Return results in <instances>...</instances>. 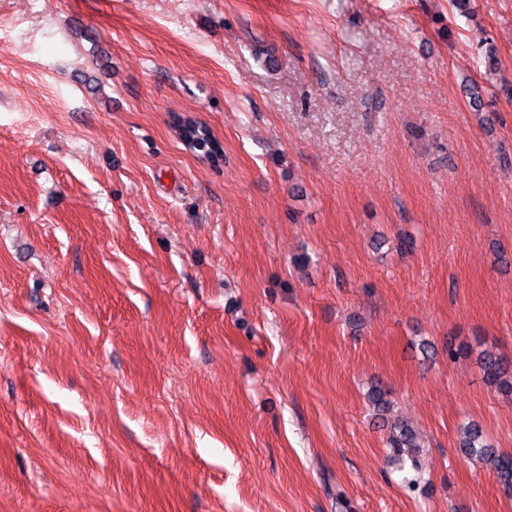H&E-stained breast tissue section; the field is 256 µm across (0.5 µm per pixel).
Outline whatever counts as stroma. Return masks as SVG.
Wrapping results in <instances>:
<instances>
[{
    "mask_svg": "<svg viewBox=\"0 0 512 512\" xmlns=\"http://www.w3.org/2000/svg\"><path fill=\"white\" fill-rule=\"evenodd\" d=\"M473 3L0 0V512H512L458 447L512 455V0ZM190 121L191 125L177 128L179 138L181 141L188 143V148L191 152L209 159L213 154L214 147H219V142L206 126L191 118ZM483 377L487 385L495 391L512 394L511 366L501 354L483 350L479 355ZM388 447L393 449L394 455L403 458L406 455L411 467L418 469L420 442L415 433L403 425H394L387 438Z\"/></svg>",
    "mask_w": 512,
    "mask_h": 512,
    "instance_id": "stroma-1",
    "label": "stroma"
}]
</instances>
